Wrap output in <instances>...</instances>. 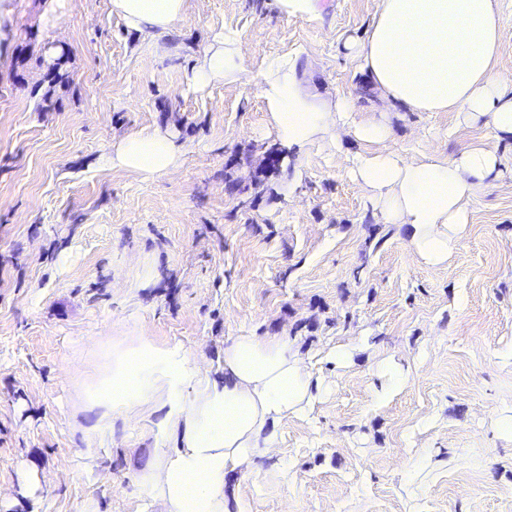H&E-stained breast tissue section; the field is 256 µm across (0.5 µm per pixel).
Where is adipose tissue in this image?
Here are the masks:
<instances>
[{
	"label": "adipose tissue",
	"instance_id": "adipose-tissue-1",
	"mask_svg": "<svg viewBox=\"0 0 512 512\" xmlns=\"http://www.w3.org/2000/svg\"><path fill=\"white\" fill-rule=\"evenodd\" d=\"M186 0H112V10L138 34L162 40L180 20ZM496 0H378L365 38L349 43L381 98L415 112H457L486 119L499 137L512 138V78L496 68L501 46ZM238 33L227 32L196 59L190 85L246 78ZM261 95L283 148L300 149L349 127L357 140L380 143L390 135L378 120H355L346 97L315 98L295 60L269 59ZM180 144L144 130L117 145L114 162L150 178L174 168ZM501 158L477 144L452 159L408 162L391 152L357 154L353 178L373 195L383 223L406 226L412 253L444 264L469 222L467 201L498 174ZM224 374L202 377L177 347L134 338L87 389L91 404L138 412L162 407L163 424L177 437L145 481L165 512H231L225 493L231 472L250 473L277 442L276 428L310 400V380L284 336H237L224 348ZM189 383L191 395L179 387Z\"/></svg>",
	"mask_w": 512,
	"mask_h": 512
}]
</instances>
